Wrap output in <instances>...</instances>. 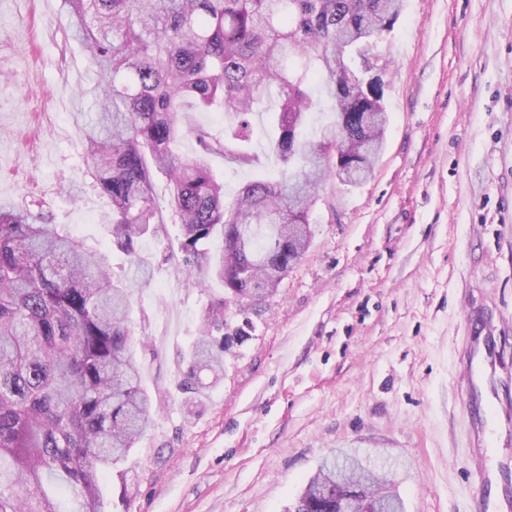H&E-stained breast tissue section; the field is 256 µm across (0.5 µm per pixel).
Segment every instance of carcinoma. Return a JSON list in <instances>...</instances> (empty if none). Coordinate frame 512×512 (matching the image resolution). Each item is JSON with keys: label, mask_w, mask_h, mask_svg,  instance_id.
<instances>
[{"label": "carcinoma", "mask_w": 512, "mask_h": 512, "mask_svg": "<svg viewBox=\"0 0 512 512\" xmlns=\"http://www.w3.org/2000/svg\"><path fill=\"white\" fill-rule=\"evenodd\" d=\"M66 29L81 42L99 79L98 112L79 126L95 185L112 201L106 231L130 257L114 279L106 252L38 214L0 202V512H68L46 492L57 475L78 496L76 512H103L102 481L149 430L153 400L130 349L131 290L145 274L143 236L164 223L153 177L168 184V210L181 224V271L206 269L234 304L254 314L300 259L314 196L336 176V153L351 165L347 185L372 173L387 124L383 83L354 81L355 50L378 45L404 0H61ZM325 90V98L313 87ZM224 117L232 133L212 139L184 129V101ZM335 120L308 131L310 114ZM276 137L267 151L279 177L245 183L230 203L207 156L241 165L258 111ZM192 135L203 154L184 159L175 144ZM216 235L215 256L203 247ZM224 301L210 306L180 388L193 399L224 368ZM357 492L373 512L389 500L404 512L393 482L349 458L326 459L293 512H336V496Z\"/></svg>", "instance_id": "1"}]
</instances>
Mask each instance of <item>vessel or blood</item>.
Here are the masks:
<instances>
[{
  "instance_id": "b4317fda",
  "label": "vessel or blood",
  "mask_w": 512,
  "mask_h": 512,
  "mask_svg": "<svg viewBox=\"0 0 512 512\" xmlns=\"http://www.w3.org/2000/svg\"><path fill=\"white\" fill-rule=\"evenodd\" d=\"M476 486L474 512H512V353L493 322L466 326L458 352Z\"/></svg>"
}]
</instances>
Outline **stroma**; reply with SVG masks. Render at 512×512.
<instances>
[{
    "label": "stroma",
    "mask_w": 512,
    "mask_h": 512,
    "mask_svg": "<svg viewBox=\"0 0 512 512\" xmlns=\"http://www.w3.org/2000/svg\"><path fill=\"white\" fill-rule=\"evenodd\" d=\"M379 51L388 127L372 175L327 181L311 241L195 400L178 384L224 284L184 281L181 226L138 246L130 347L160 405L103 482L104 512H288L326 458L387 461L405 512H471L456 387L461 299L481 294L512 337V0H405ZM96 73L65 32L61 0H0V202L111 249L110 198L78 127L98 110ZM253 119L248 165L209 158L232 200L275 176Z\"/></svg>",
    "instance_id": "stroma-1"
}]
</instances>
